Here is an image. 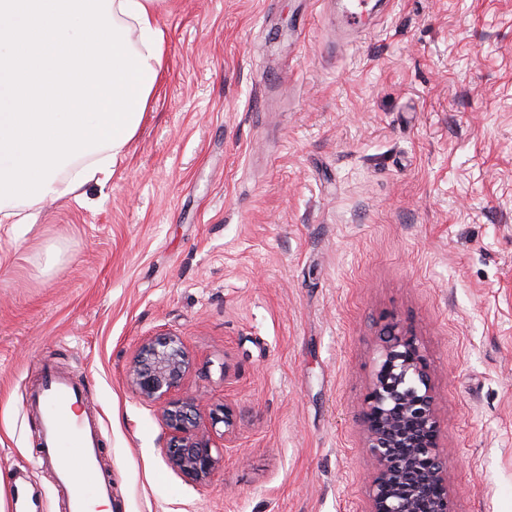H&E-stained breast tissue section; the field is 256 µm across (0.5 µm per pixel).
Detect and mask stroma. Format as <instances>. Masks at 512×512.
Listing matches in <instances>:
<instances>
[{"label": "stroma", "mask_w": 512, "mask_h": 512, "mask_svg": "<svg viewBox=\"0 0 512 512\" xmlns=\"http://www.w3.org/2000/svg\"><path fill=\"white\" fill-rule=\"evenodd\" d=\"M346 3L170 0L111 177L0 223L6 504L19 484L63 512L29 403L52 366L89 382L114 512H368L359 412L394 318L430 366L452 512H512V0H383L343 47ZM164 334L223 457L207 481L128 382Z\"/></svg>", "instance_id": "obj_1"}]
</instances>
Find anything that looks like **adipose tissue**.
<instances>
[{
	"instance_id": "ef3b65f1",
	"label": "adipose tissue",
	"mask_w": 512,
	"mask_h": 512,
	"mask_svg": "<svg viewBox=\"0 0 512 512\" xmlns=\"http://www.w3.org/2000/svg\"><path fill=\"white\" fill-rule=\"evenodd\" d=\"M166 2L0 0L1 217L111 173L165 68Z\"/></svg>"
}]
</instances>
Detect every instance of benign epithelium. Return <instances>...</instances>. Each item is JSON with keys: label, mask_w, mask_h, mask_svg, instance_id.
Listing matches in <instances>:
<instances>
[{"label": "benign epithelium", "mask_w": 512, "mask_h": 512, "mask_svg": "<svg viewBox=\"0 0 512 512\" xmlns=\"http://www.w3.org/2000/svg\"><path fill=\"white\" fill-rule=\"evenodd\" d=\"M189 365L180 337L159 336L141 346L128 378L142 401L158 406L168 434L162 447L168 462L206 481L222 459L201 430L195 405L170 398ZM360 415L364 450L372 461L369 512H451L429 368L414 334L398 321L383 332Z\"/></svg>", "instance_id": "1"}]
</instances>
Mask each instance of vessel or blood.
<instances>
[{
	"label": "vessel or blood",
	"instance_id": "1",
	"mask_svg": "<svg viewBox=\"0 0 512 512\" xmlns=\"http://www.w3.org/2000/svg\"><path fill=\"white\" fill-rule=\"evenodd\" d=\"M86 398L83 385L51 369L33 394L34 402L42 404L44 410L39 431L40 459L43 466L54 469L65 512H89L90 498L112 496L111 482L98 476L100 427L89 416L76 412ZM61 448L71 449L75 468L56 467Z\"/></svg>",
	"mask_w": 512,
	"mask_h": 512
}]
</instances>
